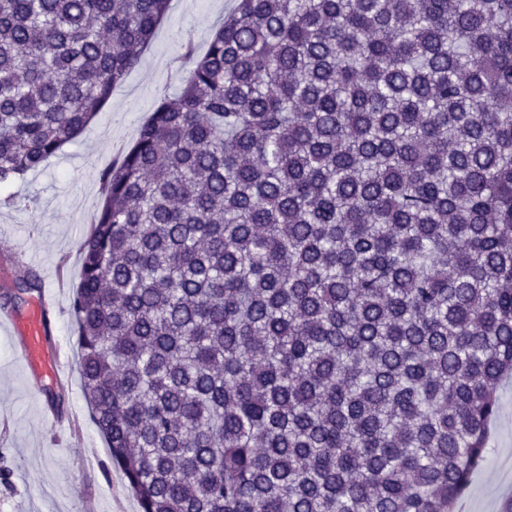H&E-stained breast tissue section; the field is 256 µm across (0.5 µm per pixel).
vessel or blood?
<instances>
[{
  "label": "vessel or blood",
  "mask_w": 512,
  "mask_h": 512,
  "mask_svg": "<svg viewBox=\"0 0 512 512\" xmlns=\"http://www.w3.org/2000/svg\"><path fill=\"white\" fill-rule=\"evenodd\" d=\"M63 309L52 290L41 293L36 309L29 318H22L11 309L0 310V332L24 340L23 358L29 373H46L53 381L67 382L71 362L66 350L46 339L45 316L61 317Z\"/></svg>",
  "instance_id": "vessel-or-blood-1"
}]
</instances>
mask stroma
Instances as JSON below:
<instances>
[{"label": "stroma", "instance_id": "obj_1", "mask_svg": "<svg viewBox=\"0 0 512 512\" xmlns=\"http://www.w3.org/2000/svg\"><path fill=\"white\" fill-rule=\"evenodd\" d=\"M237 0H171L139 63L113 90L102 112L42 167L13 183L0 206V268L29 269L66 281L71 301L81 278L80 244L101 196L102 172L119 161L164 94L174 93L191 63L186 45L203 55ZM17 338L0 334V512H139L84 399L79 374L62 389L69 426L52 432L40 412L44 384L20 364ZM499 415L488 459L472 478L460 512H503L512 499V383L496 391Z\"/></svg>", "mask_w": 512, "mask_h": 512}]
</instances>
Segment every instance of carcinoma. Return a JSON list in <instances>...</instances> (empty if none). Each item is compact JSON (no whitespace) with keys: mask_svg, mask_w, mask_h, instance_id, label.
<instances>
[{"mask_svg":"<svg viewBox=\"0 0 512 512\" xmlns=\"http://www.w3.org/2000/svg\"><path fill=\"white\" fill-rule=\"evenodd\" d=\"M169 3L0 0V186ZM101 181L73 335L140 512L456 510L512 376V0H237Z\"/></svg>","mask_w":512,"mask_h":512,"instance_id":"cac0c4a2","label":"carcinoma"}]
</instances>
